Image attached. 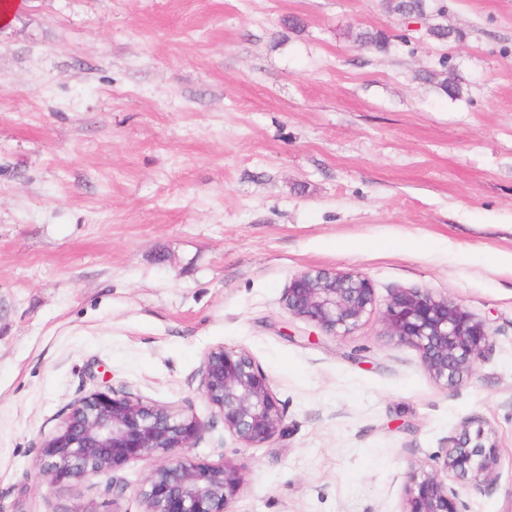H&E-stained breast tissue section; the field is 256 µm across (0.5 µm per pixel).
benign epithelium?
I'll return each instance as SVG.
<instances>
[{
    "instance_id": "benign-epithelium-1",
    "label": "benign epithelium",
    "mask_w": 512,
    "mask_h": 512,
    "mask_svg": "<svg viewBox=\"0 0 512 512\" xmlns=\"http://www.w3.org/2000/svg\"><path fill=\"white\" fill-rule=\"evenodd\" d=\"M281 301L288 313L324 336H348L375 313L371 281L357 271H305L294 275ZM381 322L386 337L415 348L437 385L457 388L493 344L485 321L454 302L418 288L390 295ZM200 389L224 434L240 448H256L282 429L283 410L269 378L244 349L222 345L206 352ZM471 420L448 437L444 457L430 471H411L402 512H466L453 481L491 492L498 482V450L483 425ZM210 423L192 410L159 405L130 391L95 390L75 402L39 453L53 488L88 476L111 478L115 496L125 491L117 474L154 453L167 455L142 480V512H230L244 485L245 466L193 457Z\"/></svg>"
}]
</instances>
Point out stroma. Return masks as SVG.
I'll return each mask as SVG.
<instances>
[{
  "mask_svg": "<svg viewBox=\"0 0 512 512\" xmlns=\"http://www.w3.org/2000/svg\"><path fill=\"white\" fill-rule=\"evenodd\" d=\"M366 29L388 50L359 48ZM308 270L363 273L378 313L430 290L494 344L444 390L378 313L310 337L281 303ZM219 345L248 351L284 410L238 452L232 512H401L408 472L468 418L499 478L461 489L467 512H512V0H429L415 22L383 0H17L0 24V512H142L160 456L116 500L105 477L49 487L39 445L110 387L210 420L199 370Z\"/></svg>",
  "mask_w": 512,
  "mask_h": 512,
  "instance_id": "1",
  "label": "stroma"
}]
</instances>
